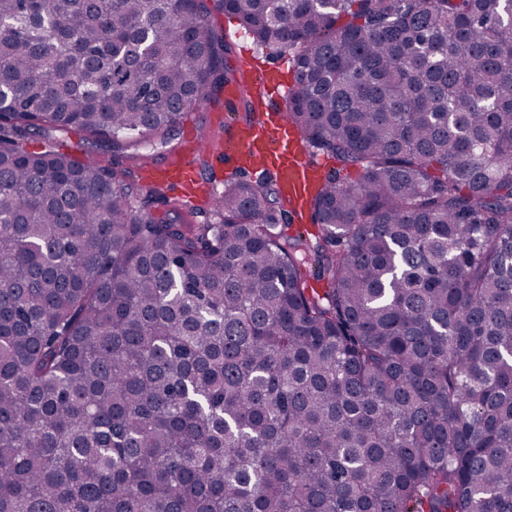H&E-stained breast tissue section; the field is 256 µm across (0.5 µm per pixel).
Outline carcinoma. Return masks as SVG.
Wrapping results in <instances>:
<instances>
[{
  "instance_id": "obj_1",
  "label": "carcinoma",
  "mask_w": 512,
  "mask_h": 512,
  "mask_svg": "<svg viewBox=\"0 0 512 512\" xmlns=\"http://www.w3.org/2000/svg\"><path fill=\"white\" fill-rule=\"evenodd\" d=\"M213 2L0 0V512H512V5ZM214 9L340 163L313 245L264 182L180 224L53 148L219 101ZM213 20L217 30L222 32L224 41L231 46L232 53L229 57L230 62L237 69L236 65L240 62L241 52L249 49L253 52L257 62L262 66H283L285 64L284 80L288 82L291 88L295 84V72L288 62V53H281L273 48H266L257 45L252 37L239 26L238 21L230 18L223 12H212Z\"/></svg>"
}]
</instances>
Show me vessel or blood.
Listing matches in <instances>:
<instances>
[{
  "label": "vessel or blood",
  "instance_id": "obj_1",
  "mask_svg": "<svg viewBox=\"0 0 512 512\" xmlns=\"http://www.w3.org/2000/svg\"><path fill=\"white\" fill-rule=\"evenodd\" d=\"M248 78L264 89L265 115L259 123L226 130L224 161L272 172L285 199L293 206L303 207L312 183L321 175V164L303 153L300 136L287 119L276 117L281 93L274 71L252 72ZM143 181L151 188L178 186L180 199L185 203L193 202L210 187L188 156L146 170Z\"/></svg>",
  "mask_w": 512,
  "mask_h": 512
}]
</instances>
